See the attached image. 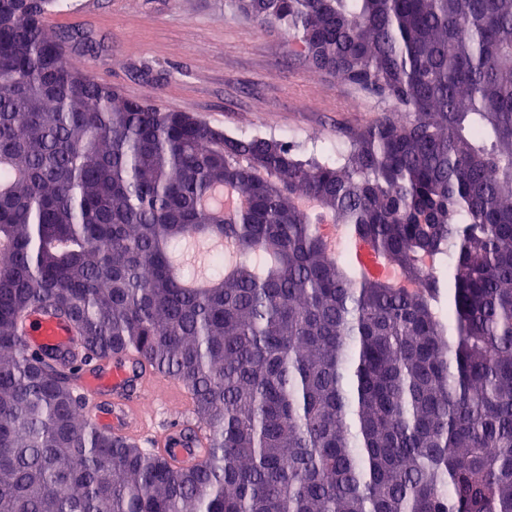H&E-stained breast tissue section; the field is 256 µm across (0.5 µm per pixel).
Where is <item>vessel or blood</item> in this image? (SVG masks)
Here are the masks:
<instances>
[{
  "label": "vessel or blood",
  "mask_w": 512,
  "mask_h": 512,
  "mask_svg": "<svg viewBox=\"0 0 512 512\" xmlns=\"http://www.w3.org/2000/svg\"><path fill=\"white\" fill-rule=\"evenodd\" d=\"M22 334L34 349L64 352L73 341L69 323L42 310L24 316ZM78 386L90 400H98L104 394L111 397L106 408L92 412L97 426L127 435L150 433L154 452L177 466H193L206 460L210 441L205 434L190 438L184 435L182 426H169L162 431L156 426L158 416L170 408L191 413L192 394L180 381L162 374L147 378L128 364L112 363L82 377Z\"/></svg>",
  "instance_id": "1"
}]
</instances>
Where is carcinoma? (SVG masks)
I'll return each instance as SVG.
<instances>
[{
  "mask_svg": "<svg viewBox=\"0 0 512 512\" xmlns=\"http://www.w3.org/2000/svg\"><path fill=\"white\" fill-rule=\"evenodd\" d=\"M238 5L390 115L302 160L54 56L57 0L0 16V512H512V0ZM131 357L189 388L203 463L91 421L77 382ZM23 338L34 349L65 352L73 341L69 323L42 310H32L23 318Z\"/></svg>",
  "mask_w": 512,
  "mask_h": 512,
  "instance_id": "carcinoma-1",
  "label": "carcinoma"
}]
</instances>
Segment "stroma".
<instances>
[{
	"mask_svg": "<svg viewBox=\"0 0 512 512\" xmlns=\"http://www.w3.org/2000/svg\"><path fill=\"white\" fill-rule=\"evenodd\" d=\"M45 24L65 38L68 63L121 97L281 139L302 156L335 154L391 108L311 71L280 28L257 25L235 0H65Z\"/></svg>",
	"mask_w": 512,
	"mask_h": 512,
	"instance_id": "1",
	"label": "stroma"
}]
</instances>
